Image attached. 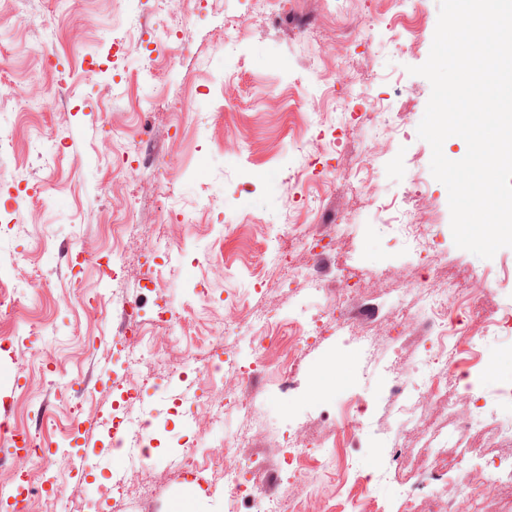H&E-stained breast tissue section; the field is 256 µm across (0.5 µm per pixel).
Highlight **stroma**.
Here are the masks:
<instances>
[{
	"mask_svg": "<svg viewBox=\"0 0 512 512\" xmlns=\"http://www.w3.org/2000/svg\"><path fill=\"white\" fill-rule=\"evenodd\" d=\"M438 0H344L323 13L322 0H288L271 14L259 0H0V422L44 435L51 450L46 481L29 512H246L212 471L184 474L169 466L182 451L218 449L247 429L224 409L220 382L174 381L223 348L216 326L233 305L245 335L263 338L254 314L309 320L333 304L336 271L356 272L357 294L347 314L354 341L332 325L300 352L296 387L281 390L278 365L287 343L264 350V365L243 388L257 392L263 411L293 423L313 442L335 446L340 460L363 471L386 469L376 495L387 512H402L401 488L423 498L441 482L421 433L437 437L449 423L448 399L418 401L399 413L390 395L427 338L417 326L388 328L391 289L482 279L491 292L475 307L488 316L512 305V248L489 259L448 243L436 268L421 278L393 221L417 214L450 234L446 187L430 171L432 150L417 127L431 95L429 81L410 74L425 63ZM240 26L236 55L224 51L227 22ZM174 33L160 47L156 29ZM346 63L368 101L398 113L394 140L377 160L375 178L358 184L321 178L315 163L340 172L355 166L376 130L362 107L336 117L342 84L324 74ZM236 99L225 105L224 90ZM121 137L132 170L118 177L104 142ZM162 161L171 190L139 188L135 165ZM195 210L194 223L181 213ZM292 216L299 233H317L336 218L352 219L334 250L313 259L294 238H281L284 265L305 267L291 281L265 260V243ZM123 225L114 235L113 225ZM162 226L171 247L152 251L141 225ZM123 260L113 263V250ZM111 264L110 278L99 267ZM138 304L150 356L130 363L122 343L123 308ZM180 315L175 330L153 325L158 305ZM375 339L373 346L360 335ZM139 400L126 402L130 386ZM492 409L484 430L457 436L449 465L466 467L488 455L512 458V439L499 432L512 418V340L477 351L468 377ZM203 395L206 409L186 415L181 401ZM367 402L363 431L340 433L324 414H344V398ZM152 417V458L132 462L138 431L113 448V408ZM278 437L239 448L260 458L270 498L288 487L279 474ZM349 492L341 471L321 473L301 491L303 512H334Z\"/></svg>",
	"mask_w": 512,
	"mask_h": 512,
	"instance_id": "1",
	"label": "stroma"
}]
</instances>
